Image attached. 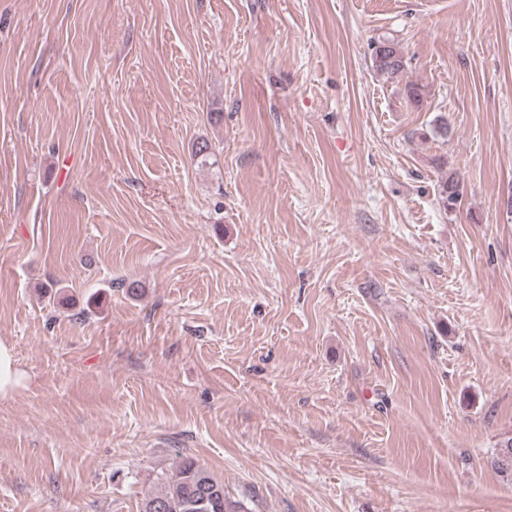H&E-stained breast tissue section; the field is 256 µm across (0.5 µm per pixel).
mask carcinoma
<instances>
[{
  "label": "carcinoma",
  "instance_id": "carcinoma-1",
  "mask_svg": "<svg viewBox=\"0 0 512 512\" xmlns=\"http://www.w3.org/2000/svg\"><path fill=\"white\" fill-rule=\"evenodd\" d=\"M373 65L378 73L392 79L403 72L404 56L396 49L395 40L382 38L373 46ZM460 181L452 174L441 181L439 204L450 210V203L459 196ZM494 468L512 481V445L499 449ZM243 512L241 503L230 498L224 490V481L192 458H184L169 473L160 478L159 488L146 495L140 512Z\"/></svg>",
  "mask_w": 512,
  "mask_h": 512
}]
</instances>
